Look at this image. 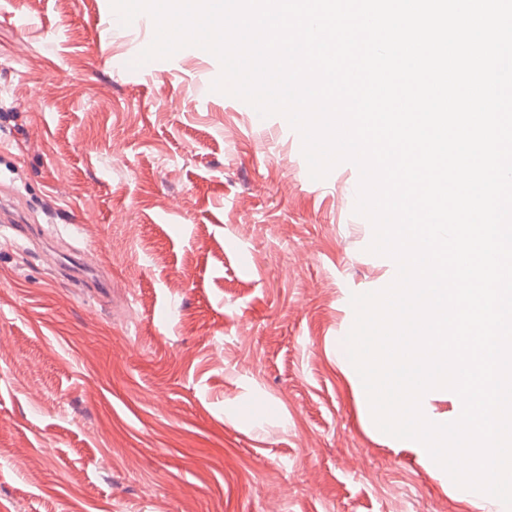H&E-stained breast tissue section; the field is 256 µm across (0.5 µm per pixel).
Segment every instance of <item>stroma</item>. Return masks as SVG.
<instances>
[{
    "label": "stroma",
    "instance_id": "1",
    "mask_svg": "<svg viewBox=\"0 0 512 512\" xmlns=\"http://www.w3.org/2000/svg\"><path fill=\"white\" fill-rule=\"evenodd\" d=\"M114 17L0 0V193L112 280L80 293L22 235L0 253L6 512H507L381 432L342 355L351 295L395 268L346 164L284 179V116L254 126L203 50L132 77L144 37Z\"/></svg>",
    "mask_w": 512,
    "mask_h": 512
}]
</instances>
